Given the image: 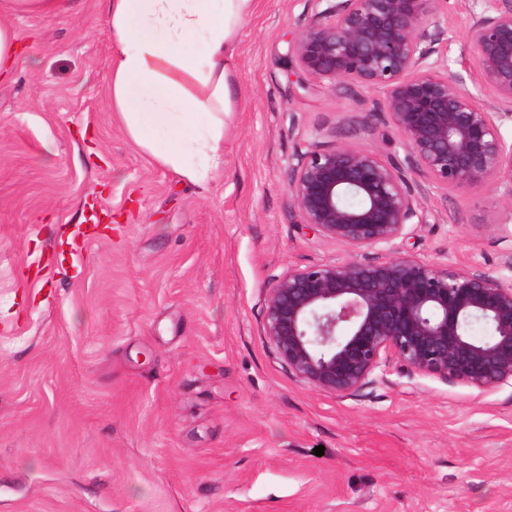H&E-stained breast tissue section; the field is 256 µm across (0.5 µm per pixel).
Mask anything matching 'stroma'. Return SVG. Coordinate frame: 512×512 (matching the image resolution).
<instances>
[{
	"mask_svg": "<svg viewBox=\"0 0 512 512\" xmlns=\"http://www.w3.org/2000/svg\"><path fill=\"white\" fill-rule=\"evenodd\" d=\"M483 0H445L437 48L482 104L464 35ZM322 0H256L238 41L224 169L181 182L110 107L105 0L16 16L0 81V512H512V386L396 367L339 399L263 334L292 267L348 247L299 224L297 147L399 144L380 95L296 86L287 42ZM415 255L512 277L490 194L428 190ZM323 455H316V446ZM23 42L13 26L0 19V79H8L14 72L22 53Z\"/></svg>",
	"mask_w": 512,
	"mask_h": 512,
	"instance_id": "1",
	"label": "stroma"
}]
</instances>
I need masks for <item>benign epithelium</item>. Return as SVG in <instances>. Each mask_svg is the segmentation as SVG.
Returning <instances> with one entry per match:
<instances>
[{
	"label": "benign epithelium",
	"mask_w": 512,
	"mask_h": 512,
	"mask_svg": "<svg viewBox=\"0 0 512 512\" xmlns=\"http://www.w3.org/2000/svg\"><path fill=\"white\" fill-rule=\"evenodd\" d=\"M441 0H329L287 46L299 87H359L382 93L378 108L403 156L341 141L297 150L288 194L300 223L350 253L294 268L275 280L263 334L288 370L317 390L354 397L393 362L409 377L480 391L512 385V279L453 263L423 261L404 248L428 220L426 187L491 190L498 226L512 223V0H485L466 42L495 99L479 105L435 44ZM387 247L368 259L363 251ZM490 335L472 336L473 322Z\"/></svg>",
	"instance_id": "benign-epithelium-1"
}]
</instances>
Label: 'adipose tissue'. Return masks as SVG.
Wrapping results in <instances>:
<instances>
[{
    "instance_id": "ef3b65f1",
    "label": "adipose tissue",
    "mask_w": 512,
    "mask_h": 512,
    "mask_svg": "<svg viewBox=\"0 0 512 512\" xmlns=\"http://www.w3.org/2000/svg\"><path fill=\"white\" fill-rule=\"evenodd\" d=\"M111 45L107 93L129 139L183 181L224 168L234 110L236 49L255 0H105ZM65 0H0V79L23 43L7 18L52 17Z\"/></svg>"
}]
</instances>
